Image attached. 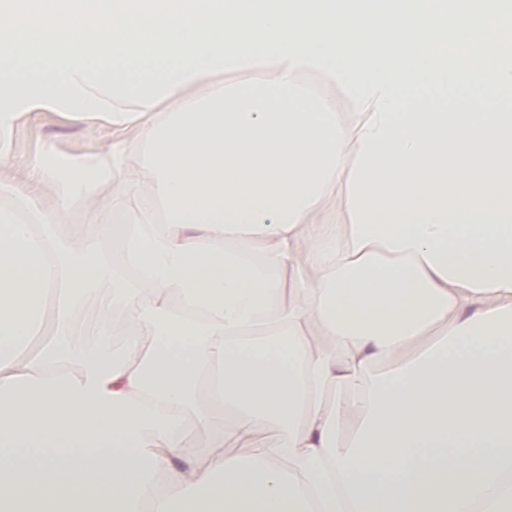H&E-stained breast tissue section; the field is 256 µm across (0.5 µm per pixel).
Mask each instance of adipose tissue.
<instances>
[{"mask_svg": "<svg viewBox=\"0 0 512 512\" xmlns=\"http://www.w3.org/2000/svg\"><path fill=\"white\" fill-rule=\"evenodd\" d=\"M377 12L0 0V512H512V136ZM37 111L138 159L13 171ZM100 291L121 318L72 345ZM303 82L306 87L313 92L335 97L340 112L349 111V104L342 89L330 83L323 75L319 73L308 74L303 78ZM225 422L232 423L231 417L219 416L209 425L201 426L194 422H189L184 427V439L189 448L202 452L209 448L214 436L224 431Z\"/></svg>", "mask_w": 512, "mask_h": 512, "instance_id": "adipose-tissue-1", "label": "adipose tissue"}]
</instances>
